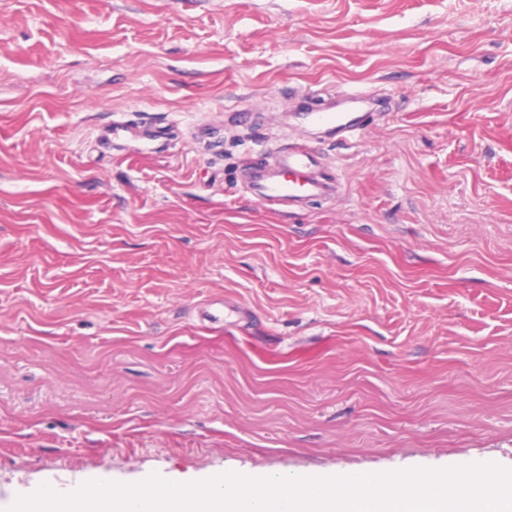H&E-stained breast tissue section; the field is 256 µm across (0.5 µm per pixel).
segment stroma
<instances>
[{"label":"stroma","mask_w":512,"mask_h":512,"mask_svg":"<svg viewBox=\"0 0 512 512\" xmlns=\"http://www.w3.org/2000/svg\"><path fill=\"white\" fill-rule=\"evenodd\" d=\"M344 91L351 144L301 117ZM300 139L343 191L268 209L242 171ZM482 464L512 469V0H0V512Z\"/></svg>","instance_id":"stroma-1"}]
</instances>
